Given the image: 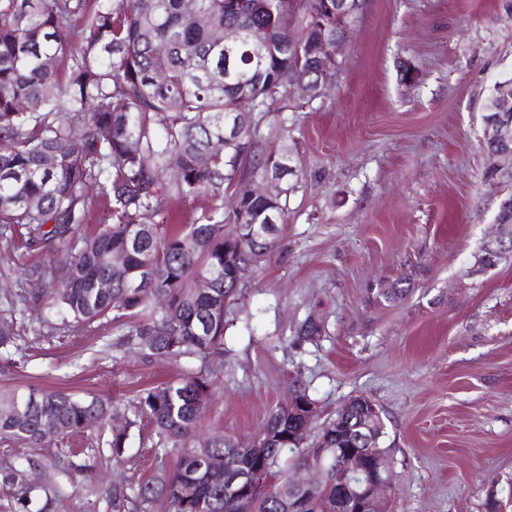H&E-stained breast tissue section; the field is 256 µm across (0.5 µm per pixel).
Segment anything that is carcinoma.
Here are the masks:
<instances>
[{
  "label": "carcinoma",
  "mask_w": 512,
  "mask_h": 512,
  "mask_svg": "<svg viewBox=\"0 0 512 512\" xmlns=\"http://www.w3.org/2000/svg\"><path fill=\"white\" fill-rule=\"evenodd\" d=\"M0 0V235L15 226L29 243L55 246L68 278L50 264L21 267L34 295L47 297L66 317L90 323L107 317L128 326L122 343L159 359L194 356L200 366L139 398L134 417L112 432V458L122 459L132 429L149 426L160 449L153 477L104 490L111 512H292L304 494V512H353L336 501L344 477L345 448L365 447V422L380 432V416H368L358 400L341 421L329 419L313 443L297 438L299 424L288 405L269 410L256 434L257 447L228 435L196 436L210 410L215 379L224 372V304L236 300V264L256 265L274 249L277 235L257 240L250 226L281 216V196L248 195L265 175L287 181L288 151H262L246 125L224 139L236 113L285 112L291 81L310 82L315 99V44L345 37L326 0ZM83 19L74 43L63 32L70 17ZM241 31L226 47L215 39L224 26ZM167 44L160 55L155 47ZM36 103L39 110L29 111ZM166 114L158 125L157 115ZM221 149L213 151V144ZM249 176L236 178L240 168ZM177 231L154 221L171 197L207 193L224 199ZM103 206V224L91 223L87 188ZM50 229H45V226ZM122 262L112 265L110 258ZM206 273L214 287L193 288ZM14 309L0 315V348L14 343ZM117 411L111 400L59 391L0 393V441L38 448L49 433L60 441L91 440ZM177 449L168 468L166 445ZM321 454L324 485L305 493L293 484L288 463L303 466ZM30 459L0 468V485L17 489L15 512L34 508L38 487L26 480ZM265 471L271 483L260 495L237 477Z\"/></svg>",
  "instance_id": "1"
}]
</instances>
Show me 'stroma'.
<instances>
[{
  "mask_svg": "<svg viewBox=\"0 0 512 512\" xmlns=\"http://www.w3.org/2000/svg\"><path fill=\"white\" fill-rule=\"evenodd\" d=\"M331 84L312 102L257 112L256 140L287 148L292 175L272 254L249 267L225 313L224 372L201 436L250 445L301 381L319 429L369 397L386 427L387 512H512V255L482 271V247L512 183L488 180L483 117L512 79V0H360ZM38 247L0 238V309L17 337L0 388L119 401L196 369L121 347L122 325L66 324L25 300L22 264ZM404 296L386 301L387 288ZM314 340L294 345L307 317ZM156 441L131 433L121 461L85 449L93 471L65 472L70 448L0 444V466L34 457L51 512H109L100 481L155 471Z\"/></svg>",
  "mask_w": 512,
  "mask_h": 512,
  "instance_id": "obj_1",
  "label": "stroma"
}]
</instances>
